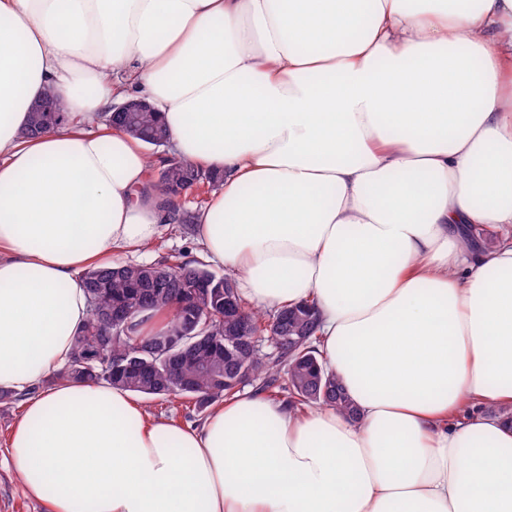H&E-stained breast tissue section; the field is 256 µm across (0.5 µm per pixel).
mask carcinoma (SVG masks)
<instances>
[{"label":"carcinoma","instance_id":"obj_1","mask_svg":"<svg viewBox=\"0 0 512 512\" xmlns=\"http://www.w3.org/2000/svg\"><path fill=\"white\" fill-rule=\"evenodd\" d=\"M46 106L53 111H39ZM69 119L66 106L49 90L32 108L25 134H40L49 130L50 124L58 126ZM120 129L153 148L169 139L168 129L155 112H126ZM155 170L156 166H151L149 183L163 195L183 189L185 197L195 198L213 191L221 180L218 173L176 157L162 165V180H156ZM82 280L89 319L74 340L70 359L53 374V383L72 379L119 386L144 398L180 397L192 401L200 413L235 398L242 383L268 399L288 392L284 404L292 411L331 407L350 416L356 414L338 378L323 364L320 337L316 336L320 312L313 297L286 307L288 335L301 340L283 348L276 325L283 310L261 312L237 296L233 320L248 326L258 341L267 342V346L257 347L224 334L228 321L224 281L234 285L236 280L224 278L201 261L93 266L82 274ZM120 310L133 317L167 311L171 319L163 329L131 335L105 322V317ZM171 332L187 336L175 364L144 356L129 365L136 346H150ZM179 380L189 388L176 389Z\"/></svg>","mask_w":512,"mask_h":512}]
</instances>
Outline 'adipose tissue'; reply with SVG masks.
<instances>
[{"label": "adipose tissue", "instance_id": "adipose-tissue-1", "mask_svg": "<svg viewBox=\"0 0 512 512\" xmlns=\"http://www.w3.org/2000/svg\"><path fill=\"white\" fill-rule=\"evenodd\" d=\"M54 90L72 115L25 135ZM221 174L208 260L262 310L316 297L357 408L261 394L197 426L42 382L89 318L82 273L170 220L144 144ZM512 0H0V389L48 512H512ZM40 387L35 397L27 390Z\"/></svg>", "mask_w": 512, "mask_h": 512}]
</instances>
